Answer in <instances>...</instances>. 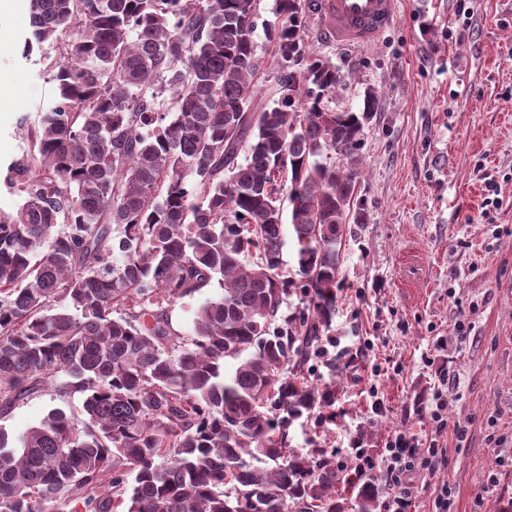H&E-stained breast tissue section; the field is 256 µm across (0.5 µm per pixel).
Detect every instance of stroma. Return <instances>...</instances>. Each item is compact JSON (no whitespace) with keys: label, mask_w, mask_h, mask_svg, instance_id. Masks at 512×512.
I'll list each match as a JSON object with an SVG mask.
<instances>
[{"label":"stroma","mask_w":512,"mask_h":512,"mask_svg":"<svg viewBox=\"0 0 512 512\" xmlns=\"http://www.w3.org/2000/svg\"><path fill=\"white\" fill-rule=\"evenodd\" d=\"M0 13V169L25 147L23 116L57 93L51 46L25 53L30 0ZM311 47L347 74L336 103L358 108L365 88L380 94L362 148L358 196L367 221L347 225L341 287L327 330L336 362L311 356L310 380L332 386L341 414L317 427L290 428L294 452L312 445L384 447L395 431L421 432L435 374L459 384L448 420L465 431L449 439L437 478L454 492V512L512 506V0H399L392 28L376 46ZM499 204L483 208V176ZM469 321L454 340L457 320ZM448 337L445 349L432 340ZM380 373H372L373 364ZM377 386L385 409L365 399ZM52 390L33 395L0 420L10 441L39 424ZM496 483H489V475Z\"/></svg>","instance_id":"1"}]
</instances>
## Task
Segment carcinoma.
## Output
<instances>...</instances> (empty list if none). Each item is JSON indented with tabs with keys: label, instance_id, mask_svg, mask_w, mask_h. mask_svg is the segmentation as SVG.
<instances>
[{
	"label": "carcinoma",
	"instance_id": "obj_1",
	"mask_svg": "<svg viewBox=\"0 0 512 512\" xmlns=\"http://www.w3.org/2000/svg\"><path fill=\"white\" fill-rule=\"evenodd\" d=\"M261 2L31 0L25 47L55 49L57 95L3 177L0 418L49 384L60 404L18 448L0 429V512L380 508L375 483L344 497L336 463L288 440L332 399L289 364L330 325L343 230L365 223L379 91L332 106L346 75L306 40L311 0H273V21ZM215 285L176 330L174 306ZM255 40L258 44V54L264 60L262 73L260 74V78L258 79V90L259 95L269 96L275 89V80H276V68L274 63L272 62L271 57L269 56L268 51L266 50V41L264 37L263 30L261 28L257 29L255 34Z\"/></svg>",
	"mask_w": 512,
	"mask_h": 512
}]
</instances>
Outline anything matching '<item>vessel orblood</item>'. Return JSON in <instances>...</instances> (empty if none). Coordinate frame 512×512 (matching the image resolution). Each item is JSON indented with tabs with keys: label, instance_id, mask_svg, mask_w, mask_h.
<instances>
[{
	"label": "vessel or blood",
	"instance_id": "vessel-or-blood-1",
	"mask_svg": "<svg viewBox=\"0 0 512 512\" xmlns=\"http://www.w3.org/2000/svg\"><path fill=\"white\" fill-rule=\"evenodd\" d=\"M398 0H314L322 40L340 48L376 45L393 25Z\"/></svg>",
	"mask_w": 512,
	"mask_h": 512
}]
</instances>
